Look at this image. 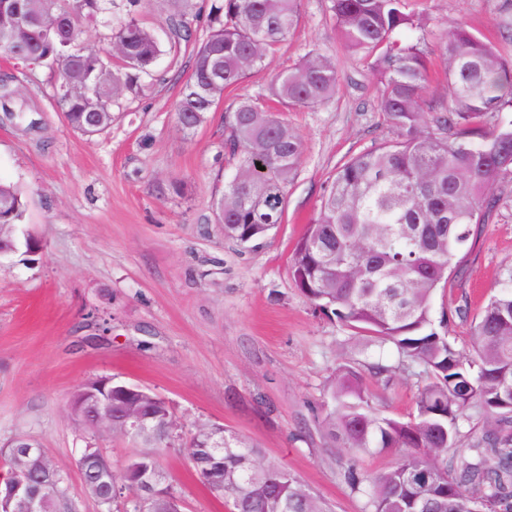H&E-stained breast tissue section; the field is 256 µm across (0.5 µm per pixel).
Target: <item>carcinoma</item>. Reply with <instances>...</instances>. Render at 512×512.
I'll use <instances>...</instances> for the list:
<instances>
[{
  "instance_id": "obj_1",
  "label": "carcinoma",
  "mask_w": 512,
  "mask_h": 512,
  "mask_svg": "<svg viewBox=\"0 0 512 512\" xmlns=\"http://www.w3.org/2000/svg\"><path fill=\"white\" fill-rule=\"evenodd\" d=\"M107 0H8L12 21L0 23V50L32 67L58 68L57 95L67 123L86 136L112 125V105L141 89V75L161 53L153 30L133 14L111 29L107 47L79 43L82 29L98 22ZM345 47L371 62L381 91L377 108L392 128L389 142L342 165L319 211L297 240L290 273L314 309L354 332L395 345L403 362H417L427 380L417 416L403 422L374 411L361 373L338 370L328 395L325 424L340 448L353 452L405 448L399 462L365 475L347 471L351 490L366 498L364 512H512V267L500 279L471 327L472 352L454 348L431 319L432 297L447 286L458 253L485 223L489 193L512 172V58L462 23L443 24L448 98L430 116L424 92L429 65L422 43L427 23L410 0H330ZM301 0H211L209 35L193 50L192 73L173 112L193 130L224 95L265 65L297 26ZM405 31L418 33L405 40ZM171 48L190 37L175 14L167 23ZM336 64L316 50L280 71L255 97L244 96L224 113V147L235 173L213 202L214 223L239 244L263 237L283 222L286 188L298 168L302 143L283 109L312 107L336 94ZM29 108L0 79V120L22 122ZM26 202L0 182V250L18 247L16 230ZM71 395L75 418L94 432L85 391ZM134 405L146 427L132 441L140 451L108 484L90 483L100 505L140 512L130 495L136 484L163 473L159 451L175 438L168 402L147 388L112 384V431ZM473 407L504 423L461 447L458 422ZM183 451L210 490L231 512H330L284 466L264 459L220 424L198 425ZM58 471L34 472L43 512H59L64 499ZM144 498L145 512H179L172 484Z\"/></svg>"
}]
</instances>
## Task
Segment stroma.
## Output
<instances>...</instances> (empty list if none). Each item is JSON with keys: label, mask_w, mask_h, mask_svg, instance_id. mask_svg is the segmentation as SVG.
<instances>
[{"label": "stroma", "mask_w": 512, "mask_h": 512, "mask_svg": "<svg viewBox=\"0 0 512 512\" xmlns=\"http://www.w3.org/2000/svg\"><path fill=\"white\" fill-rule=\"evenodd\" d=\"M413 8L432 27L464 23L512 58V40L499 33L512 0H413ZM312 49L336 63L339 85L330 100L287 114L303 155L284 221L258 241L225 240L212 221L213 201L234 172L224 111ZM192 64L191 44L164 52L141 93L113 105L111 127L87 137L64 120L58 72L0 52V75H14L38 108L36 128L0 122V181L23 192L21 228L38 242L34 252L0 256V448L18 437L37 441L65 478L63 512H102L77 466L83 448L95 443L118 469L135 447L116 433H87L70 398L87 380L109 377L169 402L177 438L162 466L181 512H228L183 452L202 421L257 445L335 512H363L345 471H383L402 452L332 447L321 426L327 385L338 367L354 366L376 412L405 422L416 413L424 368L315 312L291 278L290 259L337 168L393 136L377 109L378 77L337 36L329 0H302L294 36L187 132L173 105ZM490 195L494 208L432 301L435 328H446L465 354L472 317L512 264V176ZM376 362L391 366L389 376L371 373Z\"/></svg>", "instance_id": "stroma-1"}]
</instances>
